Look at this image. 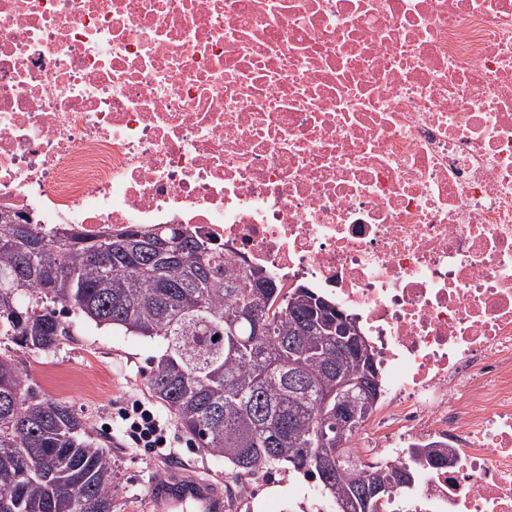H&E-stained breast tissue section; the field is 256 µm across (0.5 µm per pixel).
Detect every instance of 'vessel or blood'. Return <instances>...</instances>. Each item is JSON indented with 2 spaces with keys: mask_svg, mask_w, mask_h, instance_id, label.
Segmentation results:
<instances>
[{
  "mask_svg": "<svg viewBox=\"0 0 512 512\" xmlns=\"http://www.w3.org/2000/svg\"><path fill=\"white\" fill-rule=\"evenodd\" d=\"M154 500L159 512H179L190 506L194 512H224V495L207 482L174 473L156 482Z\"/></svg>",
  "mask_w": 512,
  "mask_h": 512,
  "instance_id": "vessel-or-blood-1",
  "label": "vessel or blood"
}]
</instances>
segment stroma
Masks as SVG:
<instances>
[{
  "label": "stroma",
  "instance_id": "stroma-1",
  "mask_svg": "<svg viewBox=\"0 0 512 512\" xmlns=\"http://www.w3.org/2000/svg\"><path fill=\"white\" fill-rule=\"evenodd\" d=\"M0 352L18 357L47 397L68 402L109 454L113 512H154L152 484L175 467L219 486L238 485L228 462L196 448L181 430H174L167 456L129 447L123 437L117 410L150 400L146 383L152 359L162 352L159 343L82 320L76 335L51 353L10 344L0 345ZM238 512H336V502L286 464L269 470L257 495L240 501Z\"/></svg>",
  "mask_w": 512,
  "mask_h": 512
}]
</instances>
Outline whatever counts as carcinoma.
I'll use <instances>...</instances> for the list:
<instances>
[{"mask_svg":"<svg viewBox=\"0 0 512 512\" xmlns=\"http://www.w3.org/2000/svg\"><path fill=\"white\" fill-rule=\"evenodd\" d=\"M262 268L237 265L226 249L180 224L128 229L103 245L67 231L46 233L37 220L0 212V340L49 353L74 335L71 313L160 341L148 389L197 447L228 461L237 474L291 464L318 479L357 512L415 488L416 468L438 465L427 446L408 462L366 464L333 414L336 366L359 378L364 366L336 349V305L315 289L284 290ZM248 307L267 321L263 336L228 323ZM323 433L340 444L338 470L358 467L389 480L370 501L352 483L323 484L307 444ZM112 461L62 400L46 397L21 362L0 353V512H112Z\"/></svg>","mask_w":512,"mask_h":512,"instance_id":"obj_1","label":"carcinoma"}]
</instances>
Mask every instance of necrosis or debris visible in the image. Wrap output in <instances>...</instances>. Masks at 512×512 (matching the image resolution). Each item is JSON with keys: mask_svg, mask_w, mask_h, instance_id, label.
<instances>
[{"mask_svg": "<svg viewBox=\"0 0 512 512\" xmlns=\"http://www.w3.org/2000/svg\"><path fill=\"white\" fill-rule=\"evenodd\" d=\"M181 224L307 281L384 369V512H512V0H0V209Z\"/></svg>", "mask_w": 512, "mask_h": 512, "instance_id": "necrosis-or-debris-1", "label": "necrosis or debris"}]
</instances>
